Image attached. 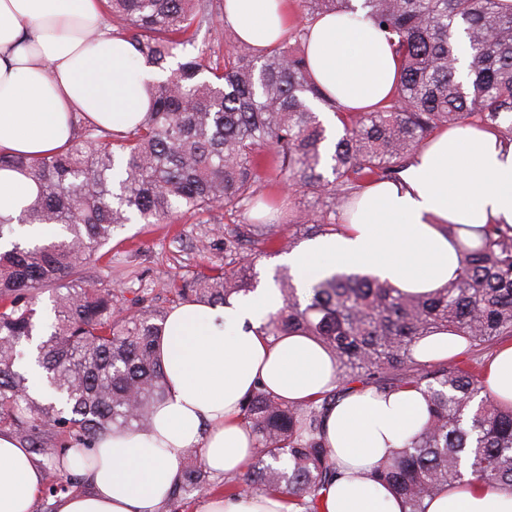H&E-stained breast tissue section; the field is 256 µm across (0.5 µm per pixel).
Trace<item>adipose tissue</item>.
<instances>
[{
    "instance_id": "1",
    "label": "adipose tissue",
    "mask_w": 512,
    "mask_h": 512,
    "mask_svg": "<svg viewBox=\"0 0 512 512\" xmlns=\"http://www.w3.org/2000/svg\"><path fill=\"white\" fill-rule=\"evenodd\" d=\"M105 0H0V152L39 157L66 147L82 115L104 128H132L142 115L149 67L130 72L131 45L105 22ZM237 38L262 50L292 26L288 0H224ZM95 32L86 42L84 32ZM312 79L346 112L385 105L396 83L395 55L370 21L327 13L309 26ZM38 186L0 170V215H17ZM512 227V142L464 125L431 135L399 181L367 185L335 233L288 252L298 288L335 272L365 273L406 294H430L457 278L459 247L476 229ZM282 301L259 288L226 305L188 302L167 317L156 347L165 399L152 425L98 437L95 465L71 469L93 490L59 497L56 512H167L184 453L198 452L214 476L242 472L255 438L241 420L244 401L264 387L299 405L334 391L336 359L299 333L273 337L261 326ZM428 416L423 393L356 390L332 406L324 438L340 471L322 512H405L400 498L369 480L373 466L401 448ZM44 472L15 436L0 432V512H33ZM203 512H289L275 493L208 497ZM426 512H512V496L488 483L443 490Z\"/></svg>"
}]
</instances>
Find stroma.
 <instances>
[{
	"label": "stroma",
	"instance_id": "obj_1",
	"mask_svg": "<svg viewBox=\"0 0 512 512\" xmlns=\"http://www.w3.org/2000/svg\"><path fill=\"white\" fill-rule=\"evenodd\" d=\"M262 218L272 226L266 253L258 259L256 270L260 280L273 282L284 269L280 261L283 243L292 231L281 224L276 210L266 206L249 209L244 222ZM223 212L213 214L210 223L197 224L183 219L179 224H130L123 231L128 241L112 247V257L90 265L85 275L109 283L127 299L143 298L145 304L166 308L172 295L171 278H193L214 264L224 261Z\"/></svg>",
	"mask_w": 512,
	"mask_h": 512
}]
</instances>
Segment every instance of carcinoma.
<instances>
[{"label":"carcinoma","mask_w":512,"mask_h":512,"mask_svg":"<svg viewBox=\"0 0 512 512\" xmlns=\"http://www.w3.org/2000/svg\"><path fill=\"white\" fill-rule=\"evenodd\" d=\"M298 0L314 19L335 11L385 34L401 59L399 84L376 112H341L311 79L305 54L283 43L256 53L243 43L209 47L172 68L197 31L224 26V0H107L112 27L134 60L158 70L143 119L116 134L78 120L70 146L39 158L0 154L23 168L37 196L18 217L0 216V432L47 458L45 481L63 491L74 479L66 455L114 428H147L165 397L156 357L167 311L85 279L87 266L132 221L174 224L183 216L239 213L258 192L285 184L320 203L290 222L306 235L335 232L365 184L399 179L440 128L475 124L512 140V4L503 0ZM340 118L343 135L326 145L314 105ZM270 225L237 224L224 238V264L172 283L177 299L223 305L255 288V257ZM458 279L432 294H403L390 283L341 274L304 295L278 286L282 308L262 330L300 331L336 358L341 388L303 405L259 389L242 421L260 466L209 479L196 452L182 463L172 504L212 495L278 492L295 512H320V490L339 476L323 437L328 407L360 380L379 394L423 390L428 418L405 447L373 468L405 512L468 478L512 495V404L485 385V362L423 364L414 348L437 331L480 350L512 339V229L489 224L462 247ZM52 293L46 337L33 377L24 347L38 331L37 304Z\"/></svg>","instance_id":"obj_1"}]
</instances>
